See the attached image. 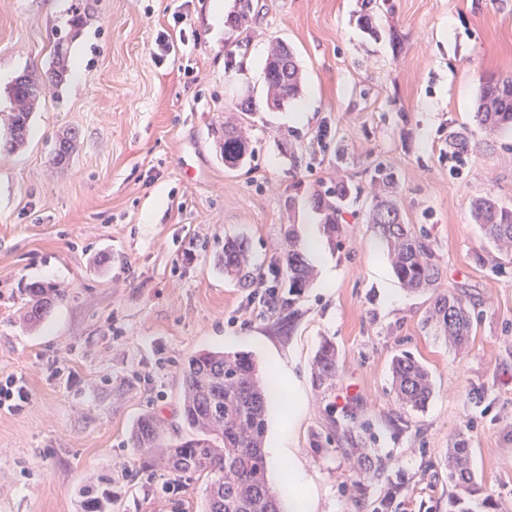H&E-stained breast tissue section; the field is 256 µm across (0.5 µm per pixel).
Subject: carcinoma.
Wrapping results in <instances>:
<instances>
[{
    "mask_svg": "<svg viewBox=\"0 0 512 512\" xmlns=\"http://www.w3.org/2000/svg\"><path fill=\"white\" fill-rule=\"evenodd\" d=\"M252 11V0H235L229 23L238 29L247 28ZM68 75V48L61 38L54 45L53 66L48 74L26 72L13 83L11 110L0 113V124L6 131V136L0 139V151L14 153L26 145L34 110L47 93L65 83ZM264 80L265 104L269 110L281 109L299 96V66L287 44L277 41L273 45L266 58ZM474 118L490 131L512 128L511 77L483 82ZM214 134L225 166L234 168L247 163L253 149L236 124L226 122ZM76 142L75 131H62L55 140L53 164H66ZM349 192V186L339 184L316 195L317 207L325 212L326 231L332 237L339 230V204ZM471 216L488 243L506 256L512 253L511 209L483 196L471 202ZM369 223L386 241L391 267L400 285L412 291L435 292L425 321L435 324L455 350H464L474 327V308L458 292L436 291L442 272L428 236L416 232L413 225L402 223L399 209L388 198L376 200L369 213ZM288 240V292L298 295L314 281L316 269L291 230ZM218 263L224 274L239 285L247 287L253 283L246 239H226ZM27 293L29 300L23 319L30 325L41 322L52 304L64 296L53 284H32ZM336 367V345L326 340L313 361L314 381L320 386L330 383L336 377ZM391 369L392 387L399 401L413 410L423 409L432 394L430 371L408 354L394 356ZM180 377L181 417L186 435L172 442L153 414H142L130 428V440L140 464L158 466L180 482L207 478L200 512H280L278 492L268 481L265 453L272 388L262 376L254 355L221 349L199 351L182 363ZM448 480L456 488L452 512H470L467 503L478 482L470 449L463 443L448 449ZM114 501L112 480H101L83 491L79 512H112Z\"/></svg>",
    "mask_w": 512,
    "mask_h": 512,
    "instance_id": "1",
    "label": "carcinoma"
}]
</instances>
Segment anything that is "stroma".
I'll use <instances>...</instances> for the list:
<instances>
[{"mask_svg":"<svg viewBox=\"0 0 512 512\" xmlns=\"http://www.w3.org/2000/svg\"><path fill=\"white\" fill-rule=\"evenodd\" d=\"M217 2L232 11L234 0H0V112L19 75L49 68L58 37L75 73L34 112L25 149L0 153V377L32 393L23 413L0 412V512H78L90 477L131 469L142 413L178 438L181 364L213 347L252 353L271 375L268 478L283 487L299 460L313 512H449L445 460L461 440L480 485L472 512H512V261L491 268L470 215L479 196L512 209V129L474 120L481 82L512 76V0H376L369 31L361 0H253L246 32L215 26ZM164 31L179 42L162 56ZM275 39L304 83L271 111ZM229 50L242 71H225ZM246 94L257 110L244 116ZM227 121L253 148L239 168L212 134ZM68 128L78 144L57 166ZM457 131L470 140L461 158L448 148ZM378 166L405 223L428 235L441 291L475 305L463 353L426 323L432 292L400 286L367 222ZM339 182L351 189L340 233L310 258L332 287L314 281L290 309L248 308L215 261L225 239L246 238L255 273L287 296L288 234L322 224L314 194ZM33 282L65 296L32 328L19 314ZM325 340L336 378L318 387ZM402 352L432 375L423 410L393 392ZM116 491L114 512H199L204 484L145 469ZM77 142V133L71 129L62 131L55 140L52 162L55 165L66 164L71 153L75 149ZM312 376L318 386L329 384L336 377V346L325 340L318 349L313 364Z\"/></svg>","mask_w":512,"mask_h":512,"instance_id":"35a3bbf8","label":"stroma"}]
</instances>
